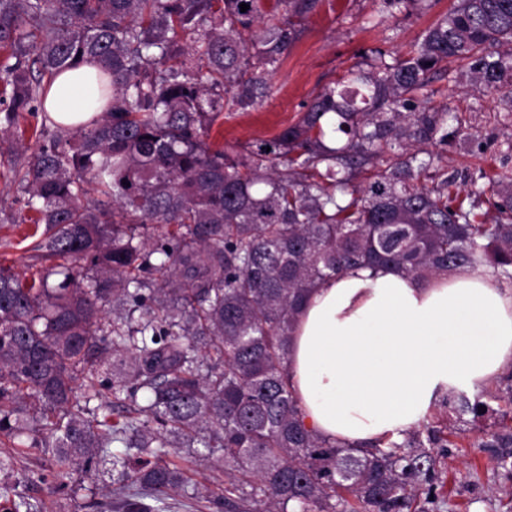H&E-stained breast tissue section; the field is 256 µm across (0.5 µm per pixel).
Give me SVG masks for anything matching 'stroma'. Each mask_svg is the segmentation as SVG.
I'll list each match as a JSON object with an SVG mask.
<instances>
[{"label":"stroma","mask_w":512,"mask_h":512,"mask_svg":"<svg viewBox=\"0 0 512 512\" xmlns=\"http://www.w3.org/2000/svg\"><path fill=\"white\" fill-rule=\"evenodd\" d=\"M453 5V0H434L419 14L380 20L382 0H324L319 13L302 24V32L271 78V93L254 109L225 113L211 132V143L233 154H245L254 142L269 139L299 120L305 106L324 86L361 62L373 49L388 55L404 53ZM434 107H448L457 115L465 138L441 147L442 164L459 176L486 174L495 179L512 178V96L490 91L468 81L460 69H449L434 83ZM24 195L16 184L0 178V263L25 271L31 259L22 240L28 223ZM491 411L479 422L459 414L455 404L439 406L426 420L436 426L443 420L457 424L447 447L432 448L436 458V494L442 503L438 512H512V498L503 488L512 486V475L498 468L490 454L480 448L485 434L497 430L506 409L490 400ZM56 468L51 454L28 450L18 455L10 477L19 492L30 498L37 512H97L102 488L112 482V463L91 468L76 467L64 488L40 482V475Z\"/></svg>","instance_id":"1"}]
</instances>
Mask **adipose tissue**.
<instances>
[{
	"label": "adipose tissue",
	"mask_w": 512,
	"mask_h": 512,
	"mask_svg": "<svg viewBox=\"0 0 512 512\" xmlns=\"http://www.w3.org/2000/svg\"><path fill=\"white\" fill-rule=\"evenodd\" d=\"M46 106L68 129L99 115L90 66L56 77ZM288 367L308 429L386 445L417 428L449 389L512 370V285L483 268L427 280L393 267L348 271L301 307Z\"/></svg>",
	"instance_id": "adipose-tissue-1"
}]
</instances>
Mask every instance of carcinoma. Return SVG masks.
<instances>
[{"mask_svg": "<svg viewBox=\"0 0 512 512\" xmlns=\"http://www.w3.org/2000/svg\"><path fill=\"white\" fill-rule=\"evenodd\" d=\"M282 2L286 17L258 0H0L8 126L83 62L112 87L87 125L44 117L31 161L23 135L7 148L46 266L27 279L0 265V497L27 432L56 458L40 481L60 486L125 448L117 512H429L438 438L418 428L382 448L312 432L288 356L304 298L349 269L512 280V183L463 188L420 148L464 136L423 94L448 64L512 90V0H457L408 56L372 51L247 157L213 149L214 124L268 96L294 19L323 0ZM382 2L389 16L432 6ZM88 191L104 201L81 202ZM448 397L483 416L484 402ZM479 447L512 473V425ZM183 450L222 464L221 493L172 462Z\"/></svg>", "mask_w": 512, "mask_h": 512, "instance_id": "cac0c4a2", "label": "carcinoma"}]
</instances>
